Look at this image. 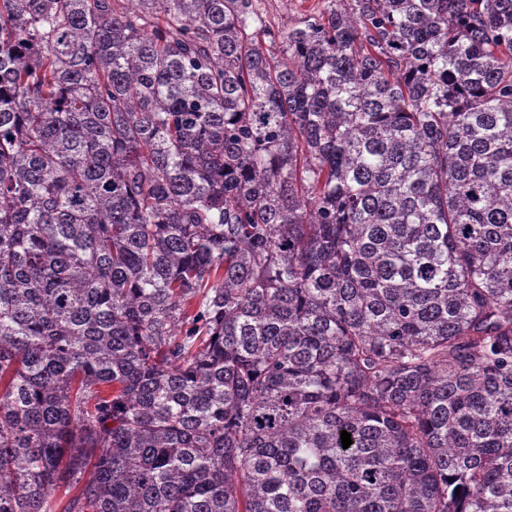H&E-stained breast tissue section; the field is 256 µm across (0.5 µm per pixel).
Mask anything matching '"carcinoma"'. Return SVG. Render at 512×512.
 Returning <instances> with one entry per match:
<instances>
[{
    "instance_id": "1",
    "label": "carcinoma",
    "mask_w": 512,
    "mask_h": 512,
    "mask_svg": "<svg viewBox=\"0 0 512 512\" xmlns=\"http://www.w3.org/2000/svg\"><path fill=\"white\" fill-rule=\"evenodd\" d=\"M126 2L0 0V512H512V0ZM256 6L277 33L288 23L322 11L327 6V0H262Z\"/></svg>"
}]
</instances>
